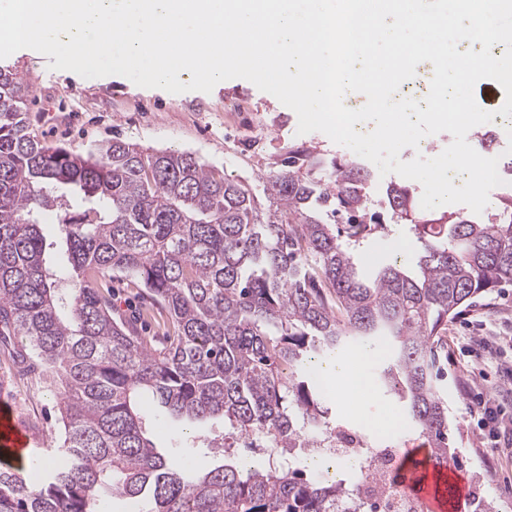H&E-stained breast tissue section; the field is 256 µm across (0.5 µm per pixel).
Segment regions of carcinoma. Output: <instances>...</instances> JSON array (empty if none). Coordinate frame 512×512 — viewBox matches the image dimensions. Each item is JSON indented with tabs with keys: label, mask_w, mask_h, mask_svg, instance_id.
<instances>
[{
	"label": "carcinoma",
	"mask_w": 512,
	"mask_h": 512,
	"mask_svg": "<svg viewBox=\"0 0 512 512\" xmlns=\"http://www.w3.org/2000/svg\"><path fill=\"white\" fill-rule=\"evenodd\" d=\"M23 91L0 69V335L21 337L58 380L63 431L28 481L0 458V512H99L115 491L138 512H338L352 491L339 480L235 459L201 472L169 456L141 399L190 425L224 420L226 453L261 435L286 456L332 427L309 355L363 338L389 341L377 381L448 465L443 332L512 283V194L485 219L434 217L390 182L386 206L419 251L364 276L355 254L379 224L368 165L290 145L263 178L264 213L251 187L188 152L112 141L79 155L35 140ZM47 212L60 269L47 261ZM102 271L138 278L163 304L174 328L163 348L112 317L92 286Z\"/></svg>",
	"instance_id": "1"
}]
</instances>
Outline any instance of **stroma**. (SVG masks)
I'll list each match as a JSON object with an SVG mask.
<instances>
[{
	"label": "stroma",
	"instance_id": "35a3bbf8",
	"mask_svg": "<svg viewBox=\"0 0 512 512\" xmlns=\"http://www.w3.org/2000/svg\"><path fill=\"white\" fill-rule=\"evenodd\" d=\"M49 59L25 51L0 59V68L22 78L25 86L22 110L35 139L83 154L115 139L146 149L190 152L226 177L260 186L288 144L303 142L329 155L346 159L354 153L335 144L321 132L298 134L295 112L273 95L244 79H230L211 92L172 94L158 88H142L128 78L111 75L86 79L74 72L52 70ZM497 82L483 79L473 94L477 104L496 112L489 126L497 152H504L512 138L511 126L498 111L505 102ZM382 226L361 245L356 257L360 270L371 272L394 254L409 258L418 248L414 231L381 214ZM98 285L112 300L118 320H137L141 335L158 336L161 320L141 322L139 313L150 298L143 286L113 274L99 277ZM449 421L459 474L472 481L474 471L486 472L479 494L496 499L500 512H512V457L491 453L475 425L480 405L499 401L512 414V287L493 293L449 319L444 348ZM26 350L19 338L0 341V399L11 404L22 426L32 437L33 453L44 456L60 424L57 385L41 371H24ZM331 420L369 427L377 423L407 424L404 406L382 389H374L356 410L325 396ZM149 437L169 454L211 467L215 453L209 433L223 430L221 421L185 430L181 423L159 420L155 409L147 411Z\"/></svg>",
	"mask_w": 512,
	"mask_h": 512
}]
</instances>
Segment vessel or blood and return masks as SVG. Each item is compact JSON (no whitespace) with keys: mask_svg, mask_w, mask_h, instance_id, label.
I'll return each mask as SVG.
<instances>
[{"mask_svg":"<svg viewBox=\"0 0 512 512\" xmlns=\"http://www.w3.org/2000/svg\"><path fill=\"white\" fill-rule=\"evenodd\" d=\"M31 439L18 425L14 413L0 412V447L22 455ZM403 484L408 492L421 499L426 512H463L467 488L454 469L433 464H404Z\"/></svg>","mask_w":512,"mask_h":512,"instance_id":"obj_1","label":"vessel or blood"}]
</instances>
